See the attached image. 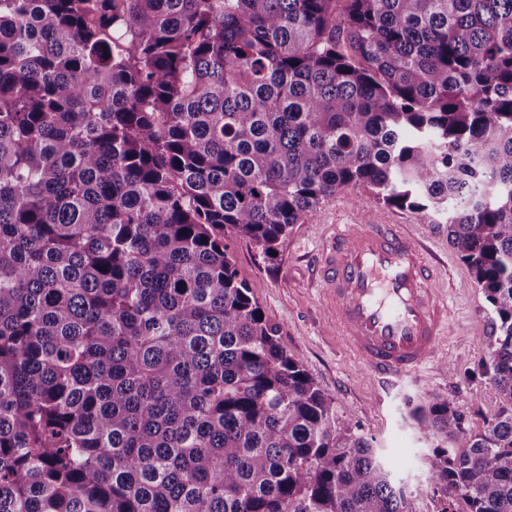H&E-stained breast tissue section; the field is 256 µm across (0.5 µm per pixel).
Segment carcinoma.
<instances>
[{
    "label": "carcinoma",
    "instance_id": "obj_1",
    "mask_svg": "<svg viewBox=\"0 0 512 512\" xmlns=\"http://www.w3.org/2000/svg\"><path fill=\"white\" fill-rule=\"evenodd\" d=\"M435 223L494 314L436 512H512V0H0V512H416L224 243L338 192Z\"/></svg>",
    "mask_w": 512,
    "mask_h": 512
}]
</instances>
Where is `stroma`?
I'll use <instances>...</instances> for the list:
<instances>
[{"label":"stroma","mask_w":512,"mask_h":512,"mask_svg":"<svg viewBox=\"0 0 512 512\" xmlns=\"http://www.w3.org/2000/svg\"><path fill=\"white\" fill-rule=\"evenodd\" d=\"M354 223L407 225L444 269L438 285L448 299L449 338L417 375L389 388L347 349L316 280L334 227ZM227 243L240 278L255 285L264 314L279 327L292 357L332 399L340 421L373 438L392 479L416 495L418 512H433L425 482L430 442L420 433L414 410L437 398L448 400L478 432L500 405L493 385L476 376L489 352L493 314L470 270L450 247L447 225L421 223L409 212L375 205L362 190L349 189L326 200L315 217L295 225L274 255H264L233 235Z\"/></svg>","instance_id":"1"}]
</instances>
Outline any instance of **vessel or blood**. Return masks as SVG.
<instances>
[{"mask_svg": "<svg viewBox=\"0 0 512 512\" xmlns=\"http://www.w3.org/2000/svg\"><path fill=\"white\" fill-rule=\"evenodd\" d=\"M318 274L348 347L381 382L418 372L448 334L439 277L406 225L337 226Z\"/></svg>", "mask_w": 512, "mask_h": 512, "instance_id": "b4317fda", "label": "vessel or blood"}]
</instances>
